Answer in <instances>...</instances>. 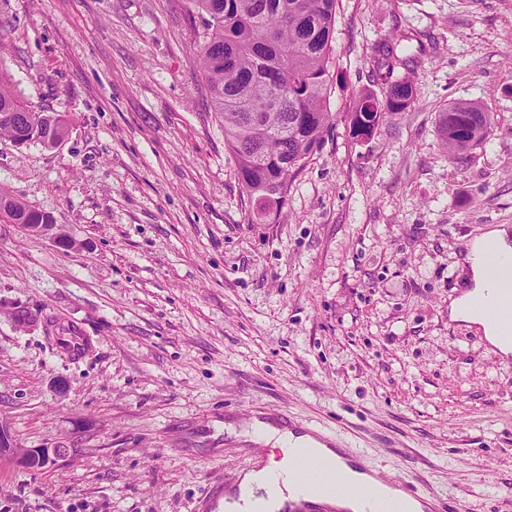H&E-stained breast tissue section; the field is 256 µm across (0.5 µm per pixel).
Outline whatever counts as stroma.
<instances>
[{
	"instance_id": "1",
	"label": "stroma",
	"mask_w": 512,
	"mask_h": 512,
	"mask_svg": "<svg viewBox=\"0 0 512 512\" xmlns=\"http://www.w3.org/2000/svg\"><path fill=\"white\" fill-rule=\"evenodd\" d=\"M393 36L418 101L353 139ZM199 41L187 0H0V78L68 121L54 149L0 137V190L71 241L0 218V431L68 451L1 456L0 512H190L235 485L261 414L461 512H512V355L448 312L468 243L512 233V0H340L339 121L266 224ZM460 99L494 117L462 166L437 124Z\"/></svg>"
}]
</instances>
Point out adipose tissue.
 <instances>
[{
  "label": "adipose tissue",
  "instance_id": "adipose-tissue-1",
  "mask_svg": "<svg viewBox=\"0 0 512 512\" xmlns=\"http://www.w3.org/2000/svg\"><path fill=\"white\" fill-rule=\"evenodd\" d=\"M492 243L496 244L499 254L512 257V235L507 230H493L472 241L465 257L471 272V287L451 302L449 313L451 319L477 326L487 341L506 356L512 354V340L504 337L496 320L474 308L475 302L497 296L487 278L491 259L488 246ZM246 438L248 442L266 447L267 453L256 467L244 471L236 490L220 502L221 512H281L285 505H300L310 486L290 466L295 447H305L327 464L336 462L335 453L321 442L269 422L255 423Z\"/></svg>",
  "mask_w": 512,
  "mask_h": 512
}]
</instances>
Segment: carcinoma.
Here are the masks:
<instances>
[{"label":"carcinoma","instance_id":"1","mask_svg":"<svg viewBox=\"0 0 512 512\" xmlns=\"http://www.w3.org/2000/svg\"><path fill=\"white\" fill-rule=\"evenodd\" d=\"M339 0H191V20L202 28L195 65L203 72L214 110L224 120V145L235 156L237 176L257 204L256 217L269 218L288 195L291 179L321 147L335 125L327 106L333 66L332 42ZM385 43L375 61L378 96L361 93L349 113L352 138L369 140L383 123L413 107L417 89L409 77L393 78L411 59ZM31 112L0 80V136L18 143L60 139L65 119ZM448 154L458 163L492 131V117L479 105L458 100L439 114ZM3 211L13 224H48L42 211L7 194Z\"/></svg>","mask_w":512,"mask_h":512}]
</instances>
